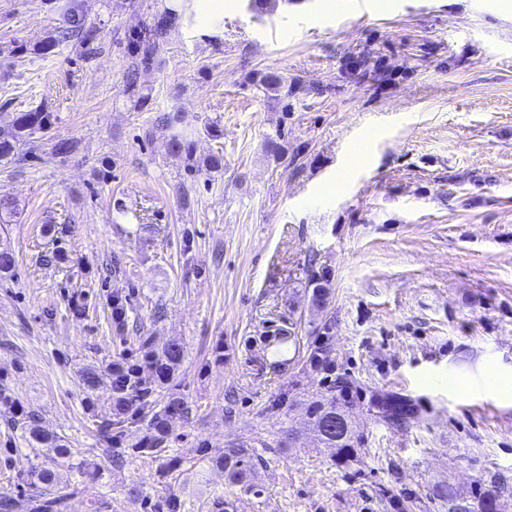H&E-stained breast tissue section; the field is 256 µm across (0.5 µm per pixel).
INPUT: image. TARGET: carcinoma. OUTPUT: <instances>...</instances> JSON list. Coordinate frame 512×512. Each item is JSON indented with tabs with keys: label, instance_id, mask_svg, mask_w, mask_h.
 Here are the masks:
<instances>
[{
	"label": "carcinoma",
	"instance_id": "carcinoma-1",
	"mask_svg": "<svg viewBox=\"0 0 512 512\" xmlns=\"http://www.w3.org/2000/svg\"><path fill=\"white\" fill-rule=\"evenodd\" d=\"M65 26L56 36H51L41 47L43 53L50 52L59 40L75 38L82 46H88L95 40L94 30L87 23V15L80 4H68L65 7ZM181 18L174 10H168L156 18L153 26L143 36L136 37L131 45L132 53L139 57L137 68L129 73V81L134 83L139 74V68L147 67L153 62L159 47V41L167 28ZM179 119L176 116L167 117L166 128L171 130L169 145L172 151L183 153L187 157L193 155V142L188 133L177 129ZM51 125L50 113L39 110L17 112L9 123L0 126V163L17 162L25 159L26 150L34 146L35 135L43 133ZM306 287L312 289L311 305L318 312L326 310L329 301L327 280L321 275H311ZM183 350L177 343L169 344L161 353L151 356V363L159 381L171 384L175 369L181 362ZM149 390H139L134 386L116 389L112 398V419L106 421L100 433L104 442L113 445L122 437V426L130 413L139 414L147 422L149 435L139 446L138 452L154 455L165 451L164 444L168 437L170 420L183 417L188 413L187 403L182 394L171 391L168 393L161 408L147 400ZM370 405L378 409L379 419L385 424H392L410 413L408 401L397 395L382 398L373 397ZM352 406L348 393L332 395L324 401H314L309 406V415L314 430L320 441L327 448L336 449V462L346 465L351 462L356 452L355 444L358 437L353 428L336 431V419L347 414ZM30 438L46 448L54 450L61 458L67 457L68 449L57 443L56 438L44 433L34 423L27 424ZM251 449L235 448L229 452L219 453L208 458V463L222 470L228 481L233 484L246 483L252 474ZM29 483L34 488L42 487L46 493H41L35 500L32 512H66L69 493L52 491L54 472L45 465L36 466L30 474Z\"/></svg>",
	"mask_w": 512,
	"mask_h": 512
}]
</instances>
